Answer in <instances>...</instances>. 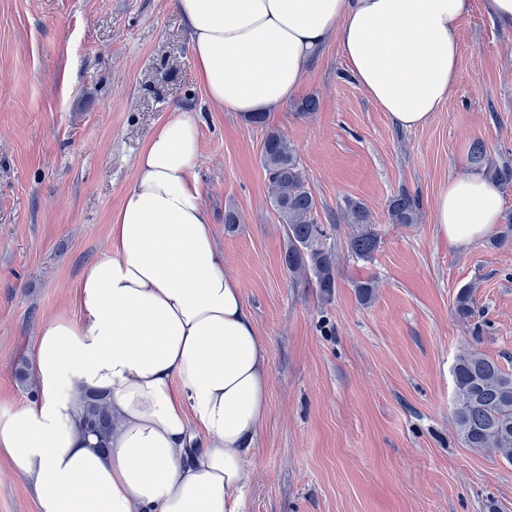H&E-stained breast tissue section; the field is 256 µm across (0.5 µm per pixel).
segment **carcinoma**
<instances>
[{
	"instance_id": "carcinoma-1",
	"label": "carcinoma",
	"mask_w": 512,
	"mask_h": 512,
	"mask_svg": "<svg viewBox=\"0 0 512 512\" xmlns=\"http://www.w3.org/2000/svg\"><path fill=\"white\" fill-rule=\"evenodd\" d=\"M261 163L271 203L287 228L284 264L288 276L316 289L320 299L327 301L336 288V252L327 243L324 226L314 218L318 203L305 183L296 150L284 134L272 129L263 142ZM418 207L416 197L400 192L389 199L387 212L393 224H412ZM343 215L352 228L347 250L362 260L373 258L381 238L365 205L348 199ZM454 309L463 321L475 315L472 286L459 288ZM452 373L457 436L468 448L491 450L512 463V370L481 352L471 351L459 356ZM83 422L99 435L100 447H106L112 432V413L102 398L89 397Z\"/></svg>"
}]
</instances>
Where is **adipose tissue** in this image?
<instances>
[{
  "mask_svg": "<svg viewBox=\"0 0 512 512\" xmlns=\"http://www.w3.org/2000/svg\"><path fill=\"white\" fill-rule=\"evenodd\" d=\"M198 80L216 107L271 114L336 40L365 94L400 127L425 125L456 81L455 33L472 0H173ZM197 119L173 110L140 150L112 215L110 246L85 268L77 320L40 332L38 394L0 420V453L39 512H240L268 412L267 343L224 272L196 173ZM488 180L450 176L433 204L449 245L501 218ZM105 397L107 449L82 423Z\"/></svg>",
  "mask_w": 512,
  "mask_h": 512,
  "instance_id": "obj_1",
  "label": "adipose tissue"
}]
</instances>
